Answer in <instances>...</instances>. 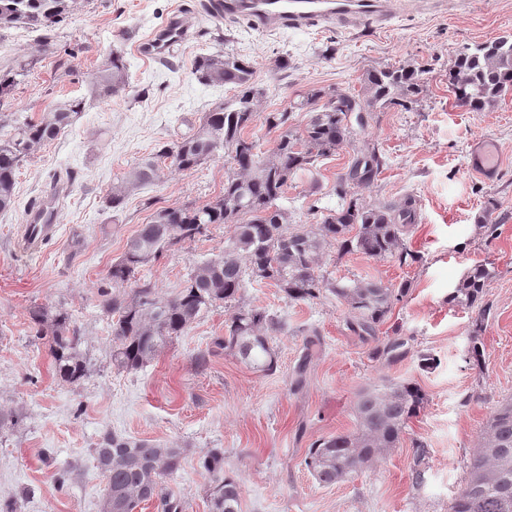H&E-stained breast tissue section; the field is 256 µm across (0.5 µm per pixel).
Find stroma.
Returning <instances> with one entry per match:
<instances>
[{
  "mask_svg": "<svg viewBox=\"0 0 512 512\" xmlns=\"http://www.w3.org/2000/svg\"><path fill=\"white\" fill-rule=\"evenodd\" d=\"M180 9L192 38L164 63L137 54L135 43ZM503 35H512V0H460L395 17L383 30L351 33L261 32L238 20H208L199 0H74L53 41L23 26L1 30L0 69L19 60L33 66L0 101V113L36 118L64 98L86 104L65 133L19 167L15 206L0 213V410L19 417L14 428L0 429V502L14 503L16 512H102L106 480L93 450L111 431L183 449L182 466L163 490L185 512H209L212 480L201 461L217 448L225 473L241 484L240 512H448L487 420L512 399V96L489 111H469L448 90V68L463 47ZM115 50L129 65L126 90L107 101L90 97L94 74ZM220 51L245 57L264 91L246 134L265 155L277 138L267 113L287 110L293 128L306 125L308 113L290 109L298 96L317 88L359 95L369 69L425 68L417 103L374 111L335 154L291 179L282 199L290 229L309 228L321 209L336 207L338 176L357 155L378 149L385 166L374 182L354 187V196L373 206L414 201L417 221L402 238L415 259L402 265L331 244L317 271L340 284H402L406 293L374 334L361 336L352 330L356 314L331 292L294 301L270 282L249 279L239 303L284 325L271 336L273 373L214 350L235 311L230 303L208 309L144 368L119 371L110 359L102 279L157 209L223 195L229 159L220 151L193 170H165L116 212L104 197L141 159L179 141L202 113L233 96L194 71L198 55ZM283 55L290 66L280 71L275 60ZM481 142L498 149L491 179L470 170ZM51 194L58 198L54 238L40 254L22 256L18 228L30 205ZM482 216L496 225L494 235L481 228ZM232 234V225L210 226L206 236L142 267L140 277L160 296H173L190 267L223 253ZM477 265L491 272L481 302L451 303ZM36 305L68 313L89 358L81 383L57 376L47 341L29 323ZM395 339L402 354L392 359L383 348ZM476 344L478 363L471 358ZM407 381L422 388L427 405L399 447L348 481L319 484L304 463L309 448L355 429L361 391ZM419 442L429 455L416 483Z\"/></svg>",
  "mask_w": 512,
  "mask_h": 512,
  "instance_id": "stroma-1",
  "label": "stroma"
}]
</instances>
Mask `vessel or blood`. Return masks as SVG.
<instances>
[{"instance_id":"1","label":"vessel or blood","mask_w":512,"mask_h":512,"mask_svg":"<svg viewBox=\"0 0 512 512\" xmlns=\"http://www.w3.org/2000/svg\"><path fill=\"white\" fill-rule=\"evenodd\" d=\"M445 0H206V17L214 21L243 18L261 31H308L313 28L338 27L355 30L364 24L386 28L399 14L432 10ZM191 32L182 16H174L140 43L141 55L167 59L186 43ZM57 209L53 198L32 206L21 226L25 253H39L55 234Z\"/></svg>"}]
</instances>
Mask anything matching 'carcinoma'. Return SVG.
Returning a JSON list of instances; mask_svg holds the SVG:
<instances>
[{
  "label": "carcinoma",
  "instance_id": "cac0c4a2",
  "mask_svg": "<svg viewBox=\"0 0 512 512\" xmlns=\"http://www.w3.org/2000/svg\"><path fill=\"white\" fill-rule=\"evenodd\" d=\"M69 10L70 0H0V29L24 26L42 31L48 40ZM31 66L20 61L9 70H0V99L9 96ZM195 73L205 83L231 86L235 94L223 107L204 113L187 136L162 146L133 167L112 186L106 204L116 210L132 192L160 180L164 168L191 170L221 149L234 154L235 166L225 177L222 196L201 206L156 211L112 263L107 272L112 287L130 281L136 284L131 298L114 295L105 302L106 310L115 316L112 366L126 372L143 368L202 312L236 300L247 276L274 283L295 301H312L328 288L358 314L356 330L373 334L406 288L375 280L336 285L321 277L315 266L323 248L332 243L369 257L395 256L401 263L415 259L402 238L406 226L416 222L412 199L400 206H368L351 197L352 188L378 176L384 164L381 155L373 150L353 161L336 181L338 206L326 209L319 224L309 229L288 230V210L278 201L288 180L319 158L336 153L347 141L349 115H367L378 106L413 102L425 86V69L408 65L370 70L363 78L362 98L313 90L293 104L294 109L310 114L299 130L287 125L288 113H268L267 126L279 134L267 156L259 155L257 143L244 136L263 95L254 83L250 62L230 53L206 54L197 57ZM128 78L124 55L114 52L98 69L90 93L110 99L126 88ZM448 90L457 103L472 112L489 110L512 95V36L464 48L448 68ZM84 105V99L70 98L37 120L20 115L10 118V131L0 135V212L15 204V176L21 163L71 126ZM213 224L233 225V236L223 254L190 269L176 295L159 297L151 282L137 278L140 267L172 247L206 234ZM353 228L357 232L351 236ZM489 279L487 268H472L458 282L450 300L474 306ZM29 315L36 336L48 338L59 378L70 384L84 380L87 359L67 313L34 306ZM278 329L280 323L266 311L239 306L224 338L217 339L215 345L233 352L241 364L254 371L271 373L277 367V354L269 333ZM425 405V393L412 382L362 391L355 406V430L315 442L305 466L322 485L347 480L398 447L408 422ZM182 453L181 448L104 433L94 448L98 467L108 482L102 512H130L132 505L154 498L159 499L162 512H183V503L162 494L161 488L164 479L179 471ZM203 468L213 482L210 512H240L241 487L224 473L223 453H211L203 460ZM448 512H512V402L501 403L487 420L468 478L448 501Z\"/></svg>",
  "mask_w": 512,
  "mask_h": 512
}]
</instances>
